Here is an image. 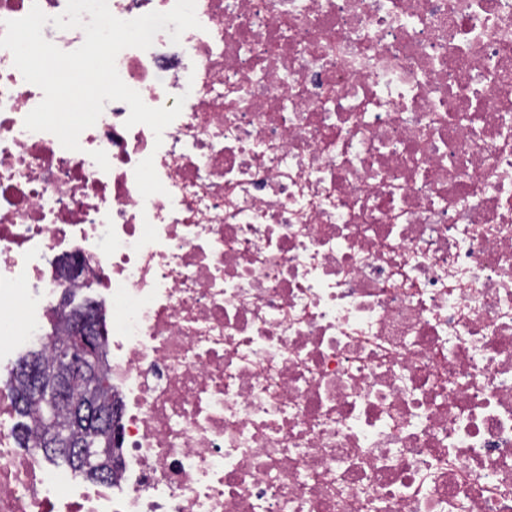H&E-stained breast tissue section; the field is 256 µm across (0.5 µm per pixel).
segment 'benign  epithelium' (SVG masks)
<instances>
[{"mask_svg":"<svg viewBox=\"0 0 512 512\" xmlns=\"http://www.w3.org/2000/svg\"><path fill=\"white\" fill-rule=\"evenodd\" d=\"M59 320L67 331L57 349L61 366L50 371L36 359L22 362L19 374L26 390L20 404L41 398L48 409L66 415L68 429H49L41 443L45 450L69 448L82 462L85 442H97L91 468L99 479L106 480L118 460L119 449L112 441L115 410L107 392L105 324L94 309L72 307L65 299L61 302ZM73 430L81 431L80 440L70 438Z\"/></svg>","mask_w":512,"mask_h":512,"instance_id":"1","label":"benign epithelium"}]
</instances>
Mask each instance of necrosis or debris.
Instances as JSON below:
<instances>
[{"mask_svg": "<svg viewBox=\"0 0 512 512\" xmlns=\"http://www.w3.org/2000/svg\"><path fill=\"white\" fill-rule=\"evenodd\" d=\"M196 16L76 151L0 48V372L95 282L120 439L74 482L0 382V512H512V0Z\"/></svg>", "mask_w": 512, "mask_h": 512, "instance_id": "obj_1", "label": "necrosis or debris"}]
</instances>
